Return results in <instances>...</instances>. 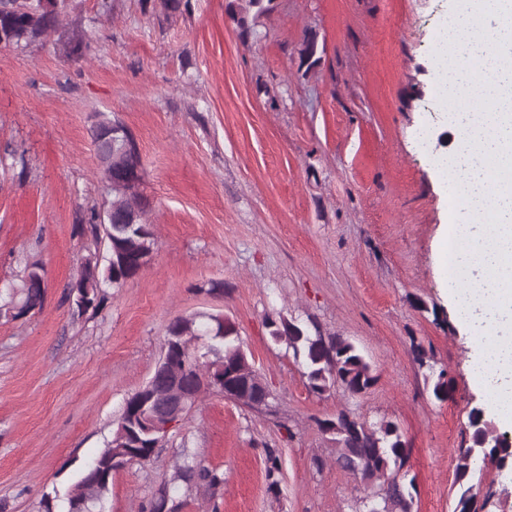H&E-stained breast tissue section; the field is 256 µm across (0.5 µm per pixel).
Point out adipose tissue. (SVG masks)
Instances as JSON below:
<instances>
[{
  "instance_id": "obj_1",
  "label": "adipose tissue",
  "mask_w": 512,
  "mask_h": 512,
  "mask_svg": "<svg viewBox=\"0 0 512 512\" xmlns=\"http://www.w3.org/2000/svg\"><path fill=\"white\" fill-rule=\"evenodd\" d=\"M434 38L432 93L452 135L434 171L462 217L440 230V279L476 342L470 379L512 428V0H462Z\"/></svg>"
}]
</instances>
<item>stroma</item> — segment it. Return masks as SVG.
I'll return each mask as SVG.
<instances>
[{
	"instance_id": "obj_1",
	"label": "stroma",
	"mask_w": 512,
	"mask_h": 512,
	"mask_svg": "<svg viewBox=\"0 0 512 512\" xmlns=\"http://www.w3.org/2000/svg\"><path fill=\"white\" fill-rule=\"evenodd\" d=\"M227 0L164 13L152 0H69L62 28L0 47V293L29 260L48 280L43 309L0 319V512H44L75 479L151 377L169 322L198 311L235 323L272 392V413L203 394L147 461L112 477L107 512H138L160 486L178 512H361L377 489L335 462L318 420L347 410L398 424L415 482L412 512H453L456 451L481 397L473 341L440 284L436 241L452 205L433 155L449 145L431 111L432 32L454 0H274L242 39ZM83 30L84 58L63 45ZM323 53L300 66L304 38ZM133 132L156 245L150 264L96 313L61 302L91 245L75 225L107 205L90 135L95 114ZM429 125L435 140L418 143ZM224 290L209 292L211 282ZM281 312L352 341L375 385L351 398L310 392L304 368L265 326ZM429 354L420 363L415 346ZM446 371L436 399L428 378ZM269 448L282 481H265ZM224 476L223 496L176 479L183 453ZM488 512H512V465H476Z\"/></svg>"
}]
</instances>
